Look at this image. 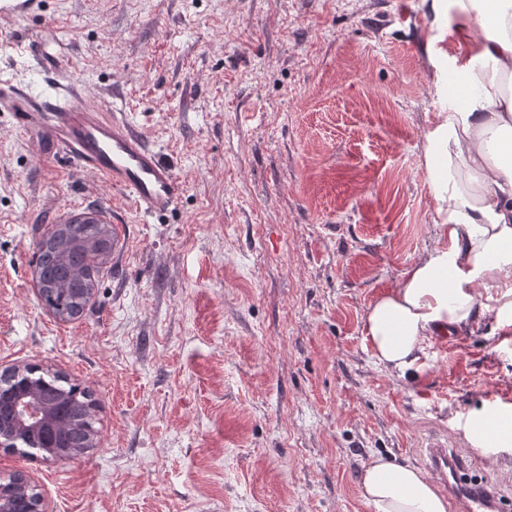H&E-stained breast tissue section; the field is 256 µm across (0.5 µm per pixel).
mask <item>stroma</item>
I'll use <instances>...</instances> for the list:
<instances>
[{"label": "stroma", "mask_w": 512, "mask_h": 512, "mask_svg": "<svg viewBox=\"0 0 512 512\" xmlns=\"http://www.w3.org/2000/svg\"><path fill=\"white\" fill-rule=\"evenodd\" d=\"M134 113L183 185L172 213L44 158L0 115V371L88 390L99 445L51 464L0 447L49 512H373L361 475L420 466L459 415L512 407V331L434 337L410 375L373 361V300L437 243L423 136L447 111L432 0H49L0 22V76L44 75ZM91 213L119 247L84 313L36 292L38 244Z\"/></svg>", "instance_id": "1"}]
</instances>
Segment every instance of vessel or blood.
<instances>
[{
    "label": "vessel or blood",
    "instance_id": "obj_1",
    "mask_svg": "<svg viewBox=\"0 0 512 512\" xmlns=\"http://www.w3.org/2000/svg\"><path fill=\"white\" fill-rule=\"evenodd\" d=\"M45 0H0V20L24 21L39 16ZM71 84L56 83L46 95L0 79V112L14 127L43 134V152L99 176L122 189L146 215L171 209L182 188L173 166L144 140L132 113L105 112L79 100ZM425 469L447 492L450 512H502L491 480H471L466 459L447 442L425 444Z\"/></svg>",
    "mask_w": 512,
    "mask_h": 512
}]
</instances>
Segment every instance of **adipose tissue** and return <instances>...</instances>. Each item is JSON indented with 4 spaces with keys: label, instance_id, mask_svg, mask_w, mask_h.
Instances as JSON below:
<instances>
[{
    "label": "adipose tissue",
    "instance_id": "obj_1",
    "mask_svg": "<svg viewBox=\"0 0 512 512\" xmlns=\"http://www.w3.org/2000/svg\"><path fill=\"white\" fill-rule=\"evenodd\" d=\"M453 37L460 85L427 131L424 155L436 203L435 247L368 307L375 363L405 375L432 337L460 336L494 316L512 327V0H434ZM374 512H448L410 465L374 457L362 475Z\"/></svg>",
    "mask_w": 512,
    "mask_h": 512
}]
</instances>
